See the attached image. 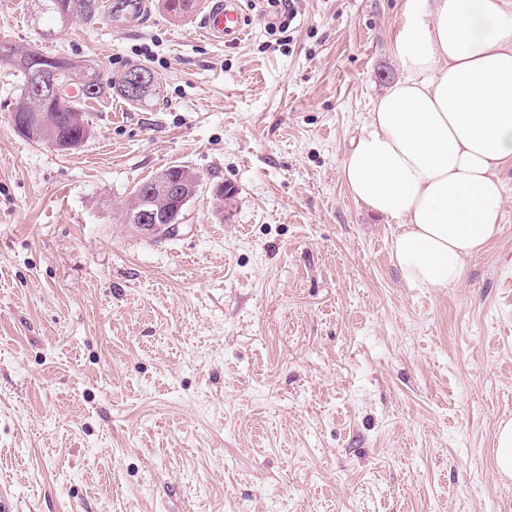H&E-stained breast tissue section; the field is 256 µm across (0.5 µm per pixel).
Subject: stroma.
Returning a JSON list of instances; mask_svg holds the SVG:
<instances>
[{
  "label": "stroma",
  "instance_id": "obj_1",
  "mask_svg": "<svg viewBox=\"0 0 512 512\" xmlns=\"http://www.w3.org/2000/svg\"><path fill=\"white\" fill-rule=\"evenodd\" d=\"M404 4L294 0L277 48L265 0H244L236 45L164 0L137 28L58 34L0 0V42L163 78L147 107L89 102L63 152L15 130L21 80L0 69V483L19 512H512V163L499 233L441 290L405 285L393 225L342 179L400 75ZM172 165L201 185L156 243L122 211ZM496 464L500 473L512 475V421L499 424L496 431Z\"/></svg>",
  "mask_w": 512,
  "mask_h": 512
}]
</instances>
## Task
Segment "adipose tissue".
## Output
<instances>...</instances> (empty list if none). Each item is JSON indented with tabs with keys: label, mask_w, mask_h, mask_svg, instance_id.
<instances>
[{
	"label": "adipose tissue",
	"mask_w": 512,
	"mask_h": 512,
	"mask_svg": "<svg viewBox=\"0 0 512 512\" xmlns=\"http://www.w3.org/2000/svg\"><path fill=\"white\" fill-rule=\"evenodd\" d=\"M402 75L346 153L351 197L396 225L407 287L457 284L497 235L512 162V0H406Z\"/></svg>",
	"instance_id": "adipose-tissue-1"
}]
</instances>
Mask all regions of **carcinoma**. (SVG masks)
<instances>
[{"label": "carcinoma", "mask_w": 512, "mask_h": 512, "mask_svg": "<svg viewBox=\"0 0 512 512\" xmlns=\"http://www.w3.org/2000/svg\"><path fill=\"white\" fill-rule=\"evenodd\" d=\"M72 2L73 0H38L41 13L52 16L61 31L65 30L70 22L68 10ZM35 56L44 58L46 54L37 48L20 53L12 45L0 42V62L20 75L22 98L29 101L30 109L43 113V122L23 134V137L34 142L46 143L60 150H70L84 143L85 132L88 129L86 107L90 100L110 96L115 92L127 103L143 106L160 98L162 78L148 66L137 64L135 68L152 75L153 89L144 97L134 98L129 94L122 78L113 79L105 76L95 61L53 56L51 60L63 69L62 96L51 102L32 101L29 92L33 84V72L29 66V59ZM137 191L142 201L148 203L160 215H166V196L154 180L149 178L142 181Z\"/></svg>", "instance_id": "cac0c4a2"}]
</instances>
